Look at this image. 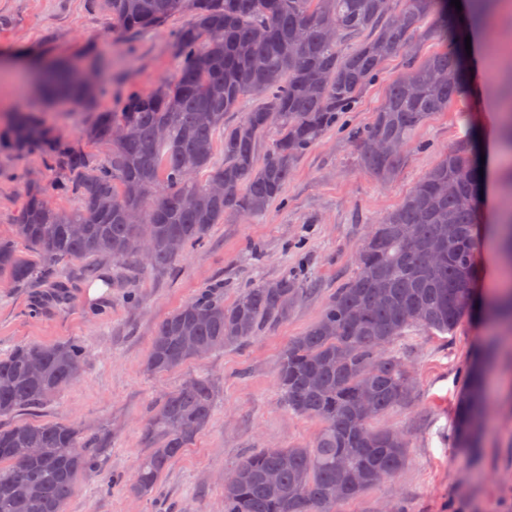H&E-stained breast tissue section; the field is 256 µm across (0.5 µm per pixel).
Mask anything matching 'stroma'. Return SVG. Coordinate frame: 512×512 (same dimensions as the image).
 Returning <instances> with one entry per match:
<instances>
[{
    "label": "stroma",
    "instance_id": "35a3bbf8",
    "mask_svg": "<svg viewBox=\"0 0 512 512\" xmlns=\"http://www.w3.org/2000/svg\"><path fill=\"white\" fill-rule=\"evenodd\" d=\"M190 20L178 13L163 26L127 33L116 28L100 0H0V53L36 50L42 63L65 62L94 73L98 87L88 105L47 102L22 60L0 70V106L37 113L64 139L105 162L109 147L86 140L85 125L93 112L116 108L128 90L148 91L172 78L178 66L173 33ZM408 61L400 54L385 61L380 79L302 156L264 215L213 225L205 243L173 266L146 270L106 256L58 264L48 277L25 285L0 274V356L30 342L78 341L87 349L84 369L71 385L40 406L0 417V427L59 421L106 437L103 459L79 479L66 512H224L223 477L242 459L313 439L319 423L288 411L277 386L282 352L356 273L355 256L371 224L405 198L448 145L496 134V108L505 102L499 88L479 78L477 87L417 131L396 175L378 179L361 166L350 133L373 120ZM60 174L40 153L0 147V237L15 235L25 185ZM298 268L307 287L273 329L168 373L146 371L157 325L202 288L223 284L229 304L242 288ZM496 333L490 323L466 320L451 334L417 331L396 340L394 349L415 378L412 402L377 424L406 436L409 459L339 512H383L392 502L405 503L408 512H512V364L486 375L488 415L480 448L454 442L460 372ZM198 374L217 387L209 426L163 474L155 494L128 493L152 403Z\"/></svg>",
    "mask_w": 512,
    "mask_h": 512
}]
</instances>
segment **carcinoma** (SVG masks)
I'll use <instances>...</instances> for the list:
<instances>
[{"mask_svg":"<svg viewBox=\"0 0 512 512\" xmlns=\"http://www.w3.org/2000/svg\"><path fill=\"white\" fill-rule=\"evenodd\" d=\"M461 15L451 0H104L121 30L165 24L189 12L176 32L175 76L154 89L129 93L119 111L95 113L86 136L110 146L94 166L76 146L62 147L30 117L11 113L14 149L57 154L64 176L32 181L23 191L16 239L0 240V272L25 284L60 262L102 256L159 269L201 244L228 216H259L278 199L298 159L349 112L376 80L385 60L412 49L416 38L451 39L453 46L413 65L390 85L373 121L352 132L363 168L388 179L405 163L406 146L435 112L465 90V37L477 0ZM349 52L346 41L360 39ZM59 94L83 104L90 87L64 68L44 70ZM249 95L260 103L243 122L224 127V114ZM277 138L264 154L261 136ZM224 164L213 162L216 135ZM195 159L188 168L185 159ZM224 185V194L212 187ZM73 193L79 206L53 208L48 199ZM479 180L472 148L448 147L402 203L376 222L361 248L358 272L325 305L319 319L283 351L276 382L293 413L321 429L301 448H264L240 462L224 485V512H335L408 460V441L375 425L383 413L409 404L413 378L393 342L414 330L452 333L470 316L499 322L512 335V287L478 302ZM142 214L139 224L127 218ZM503 252L512 268V178L500 210ZM26 253H19L16 241ZM286 274L242 289L224 304V291L205 288L159 323L146 362L152 374L201 361L226 344L273 327L304 286ZM486 349L468 367L456 440L471 443L487 414ZM79 342L19 345L0 357V416L41 404L75 381L85 364ZM217 390L192 376L157 403L141 429L146 448L128 484L149 495L165 470L210 423ZM94 436L73 424L17 423L0 428V512H65L78 478L98 467ZM275 474V480L268 479Z\"/></svg>","mask_w":512,"mask_h":512,"instance_id":"cac0c4a2","label":"carcinoma"}]
</instances>
